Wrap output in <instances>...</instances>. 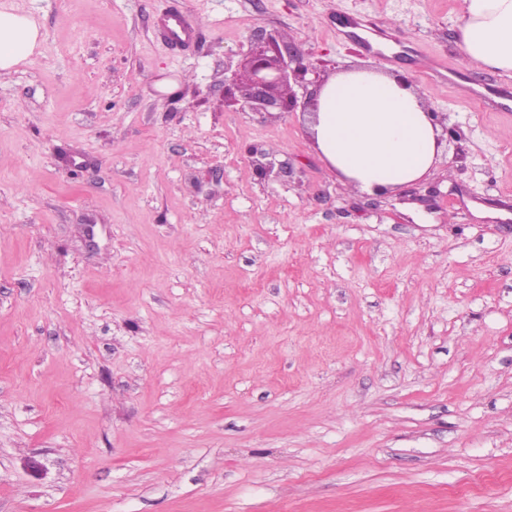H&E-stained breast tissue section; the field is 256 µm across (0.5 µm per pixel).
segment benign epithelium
<instances>
[{"label":"benign epithelium","instance_id":"benign-epithelium-1","mask_svg":"<svg viewBox=\"0 0 512 512\" xmlns=\"http://www.w3.org/2000/svg\"><path fill=\"white\" fill-rule=\"evenodd\" d=\"M309 67L306 53L297 45L279 34H270L251 50L242 70L232 72L231 84L224 89V103L259 114L291 112L298 102L293 83L307 74ZM254 167L262 178L286 172V166L275 165L265 152L255 158Z\"/></svg>","mask_w":512,"mask_h":512}]
</instances>
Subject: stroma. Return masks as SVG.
<instances>
[{
    "instance_id": "35a3bbf8",
    "label": "stroma",
    "mask_w": 512,
    "mask_h": 512,
    "mask_svg": "<svg viewBox=\"0 0 512 512\" xmlns=\"http://www.w3.org/2000/svg\"><path fill=\"white\" fill-rule=\"evenodd\" d=\"M11 2L42 44L0 75V512H512V78L462 64L461 0ZM271 32L301 100L406 74L433 173L351 191L302 110L225 106ZM159 31L176 45L189 42L194 35L192 27L180 12H173L161 19Z\"/></svg>"
}]
</instances>
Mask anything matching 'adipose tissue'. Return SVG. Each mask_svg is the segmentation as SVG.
<instances>
[{
	"label": "adipose tissue",
	"instance_id": "ef3b65f1",
	"mask_svg": "<svg viewBox=\"0 0 512 512\" xmlns=\"http://www.w3.org/2000/svg\"><path fill=\"white\" fill-rule=\"evenodd\" d=\"M458 33L464 61L512 77V0H462ZM41 42L33 15L0 6V71L30 62ZM308 134L337 179L367 193L425 179L442 151L441 129L425 96L373 68L325 80Z\"/></svg>",
	"mask_w": 512,
	"mask_h": 512
}]
</instances>
